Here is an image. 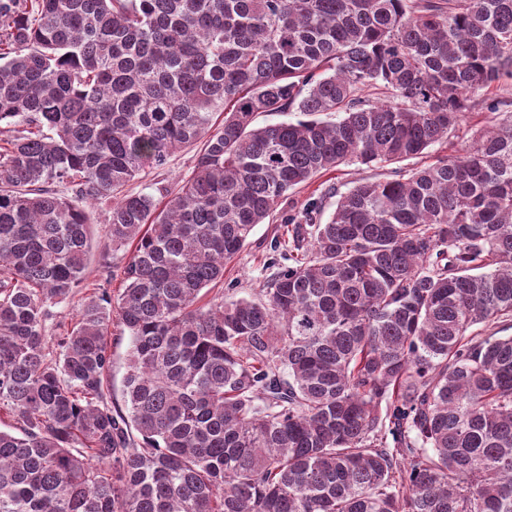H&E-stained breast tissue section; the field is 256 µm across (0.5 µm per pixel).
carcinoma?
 Listing matches in <instances>:
<instances>
[{
  "mask_svg": "<svg viewBox=\"0 0 512 512\" xmlns=\"http://www.w3.org/2000/svg\"><path fill=\"white\" fill-rule=\"evenodd\" d=\"M503 77L512 0H0V512H512V335L473 331L512 318V116L200 296L289 191L423 154ZM99 200L129 258L50 342ZM201 148L197 143L191 148L175 153L163 169L146 167L138 177L126 186V190L151 192L154 183L162 182L171 191L176 190L181 179L188 176L194 167L195 157ZM108 342L112 351V375L107 397L112 407L115 406L124 411L123 379L126 373L130 338L127 333H122L120 327L113 324L112 336L108 337Z\"/></svg>",
  "mask_w": 512,
  "mask_h": 512,
  "instance_id": "cac0c4a2",
  "label": "carcinoma"
}]
</instances>
